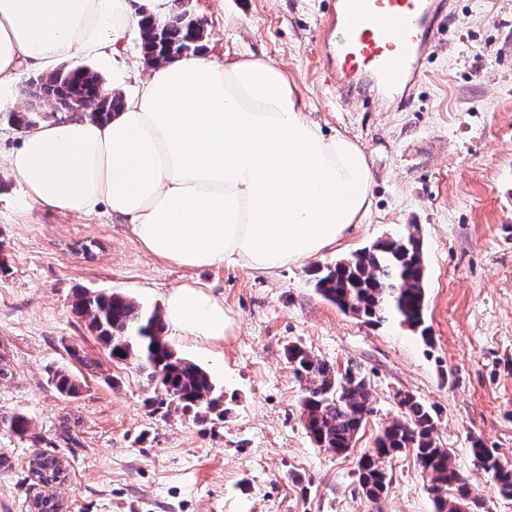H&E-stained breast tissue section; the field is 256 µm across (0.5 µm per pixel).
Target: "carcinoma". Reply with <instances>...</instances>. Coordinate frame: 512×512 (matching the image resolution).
<instances>
[{"label": "carcinoma", "instance_id": "carcinoma-1", "mask_svg": "<svg viewBox=\"0 0 512 512\" xmlns=\"http://www.w3.org/2000/svg\"><path fill=\"white\" fill-rule=\"evenodd\" d=\"M139 30L141 49L160 56L203 49L202 27L188 18L170 17L160 40L152 35L149 24L139 25ZM96 78L87 68L58 70L41 76L40 90L51 94L62 87L86 88ZM418 233L417 225L410 224L395 239L317 269L315 288L345 313L373 324L395 318L420 331L423 341H428L424 327L426 265ZM71 308L98 332L97 340L113 361L136 366L150 390L147 402L154 410H174L200 423L223 417V391L205 368L180 356L169 344L158 308L150 309L119 293L86 288L75 290ZM287 358L295 375L305 382L301 408L309 437L320 448L346 454L372 411L365 374L354 365L338 371L301 345L289 346ZM51 383L62 395L78 392L75 376L63 367L54 370ZM399 406L401 416L385 426L367 449L372 458L357 460L361 494L368 502L377 503L389 487V465L410 454L426 476L433 512H486L484 497L472 492L453 465L450 449L436 441L437 410L408 393L400 396ZM0 422L21 438L31 432V422L23 413L4 416ZM471 452L490 477L492 488L511 498L512 469L502 465L479 439L473 442Z\"/></svg>", "mask_w": 512, "mask_h": 512}]
</instances>
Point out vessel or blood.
<instances>
[{
    "mask_svg": "<svg viewBox=\"0 0 512 512\" xmlns=\"http://www.w3.org/2000/svg\"><path fill=\"white\" fill-rule=\"evenodd\" d=\"M447 18V0H334L337 89L349 99L369 80L407 101Z\"/></svg>",
    "mask_w": 512,
    "mask_h": 512,
    "instance_id": "vessel-or-blood-1",
    "label": "vessel or blood"
}]
</instances>
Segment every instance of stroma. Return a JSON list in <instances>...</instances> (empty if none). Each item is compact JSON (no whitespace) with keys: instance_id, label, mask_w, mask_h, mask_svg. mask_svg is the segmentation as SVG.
Wrapping results in <instances>:
<instances>
[{"instance_id":"35a3bbf8","label":"stroma","mask_w":512,"mask_h":512,"mask_svg":"<svg viewBox=\"0 0 512 512\" xmlns=\"http://www.w3.org/2000/svg\"><path fill=\"white\" fill-rule=\"evenodd\" d=\"M331 0H190L205 53L224 64L259 57L286 70L307 116L370 157V213L317 261L273 273L239 266L184 268L143 251L128 225L30 205L0 173V416L20 412L29 437L0 428V512H32L43 491L34 455L58 457L52 492L63 512H432L412 456L395 459L378 504L358 490L356 461L396 419L398 393L435 406V436L486 501L474 440L512 467V0H450L451 21L408 104L376 88L343 100L328 77ZM418 225L427 267L430 343L396 320L367 324L313 287L312 271ZM211 287L234 326L217 346L175 342L224 391L223 420L200 425L152 412L133 366L117 365L69 307L73 288L122 293L162 307L186 282ZM305 347L337 369L359 364L373 410L344 456L317 448L301 420L305 384L286 358ZM97 359L86 369L66 351ZM66 367L79 392L49 379Z\"/></svg>"}]
</instances>
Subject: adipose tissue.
<instances>
[{
	"instance_id": "obj_1",
	"label": "adipose tissue",
	"mask_w": 512,
	"mask_h": 512,
	"mask_svg": "<svg viewBox=\"0 0 512 512\" xmlns=\"http://www.w3.org/2000/svg\"><path fill=\"white\" fill-rule=\"evenodd\" d=\"M174 0H0V85L65 61L108 59L143 15ZM122 107L95 121L52 113L22 130L8 172L30 203L83 217L103 210L142 248L186 268L271 273L334 248L369 214L372 162L348 136L310 121L278 66L219 65L204 55L154 66ZM171 339L223 343L224 300L185 283L165 298Z\"/></svg>"
}]
</instances>
